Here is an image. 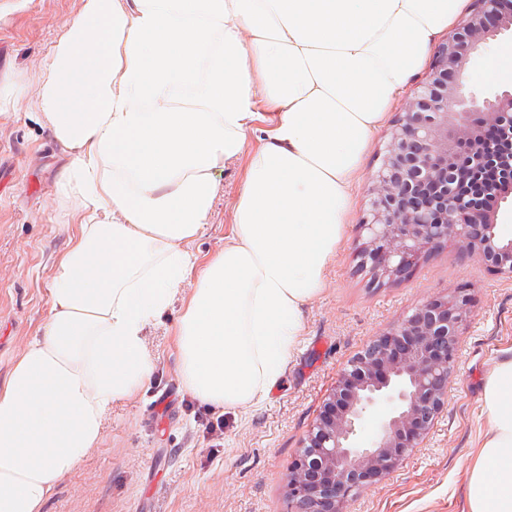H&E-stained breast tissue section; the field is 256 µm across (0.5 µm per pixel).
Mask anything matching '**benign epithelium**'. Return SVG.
<instances>
[{"label": "benign epithelium", "instance_id": "1", "mask_svg": "<svg viewBox=\"0 0 512 512\" xmlns=\"http://www.w3.org/2000/svg\"><path fill=\"white\" fill-rule=\"evenodd\" d=\"M505 32L508 0H473L392 125L361 224L360 263L376 283L402 278L448 242L512 278V238L497 229L512 203V154L479 145L490 131L512 146V89L480 99L466 74L470 55ZM469 311L464 288L431 297L346 364L288 471V512H348L423 444L448 403Z\"/></svg>", "mask_w": 512, "mask_h": 512}]
</instances>
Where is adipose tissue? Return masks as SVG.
Instances as JSON below:
<instances>
[{"mask_svg":"<svg viewBox=\"0 0 512 512\" xmlns=\"http://www.w3.org/2000/svg\"><path fill=\"white\" fill-rule=\"evenodd\" d=\"M464 0H80L36 110L81 217L41 334L0 382V512H42L154 363L173 303L180 378L259 403L325 287L351 189L395 97ZM239 166L223 248L190 252ZM467 512H512V355L484 388Z\"/></svg>","mask_w":512,"mask_h":512,"instance_id":"1","label":"adipose tissue"}]
</instances>
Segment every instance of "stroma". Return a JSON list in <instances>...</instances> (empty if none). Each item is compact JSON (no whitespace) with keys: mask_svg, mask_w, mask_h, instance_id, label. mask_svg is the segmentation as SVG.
Returning <instances> with one entry per match:
<instances>
[{"mask_svg":"<svg viewBox=\"0 0 512 512\" xmlns=\"http://www.w3.org/2000/svg\"><path fill=\"white\" fill-rule=\"evenodd\" d=\"M79 8L80 0H0V85L14 89L0 101V381L48 316L55 262L76 219L77 200L57 191L66 161L29 102L57 37ZM510 52L512 36L503 34L471 56L473 93L498 91L499 81L484 73ZM407 100L398 96L373 136L325 288L304 306L297 344L265 398L252 407L221 410L191 396L171 341L181 315L180 304H173L162 324L146 334L155 362L149 382L133 397L113 403L102 442L60 481L43 512H286L288 469L341 368L428 298L463 286L471 313L462 328L448 403L434 431L349 507V512H462L485 431V382L496 360L512 353V278L492 273L455 244L437 248L398 282L372 284L370 273L360 268V224L372 177ZM217 180L214 213L191 245L201 258L224 244L238 168L224 169ZM219 419L223 432H208L207 423Z\"/></svg>","mask_w":512,"mask_h":512,"instance_id":"35a3bbf8","label":"stroma"}]
</instances>
